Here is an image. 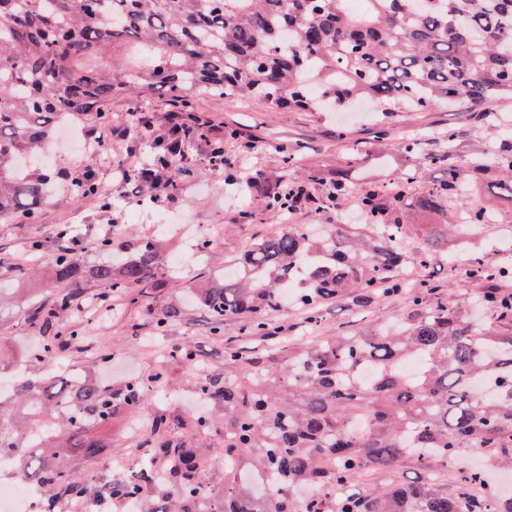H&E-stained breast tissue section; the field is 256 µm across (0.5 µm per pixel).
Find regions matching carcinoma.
I'll use <instances>...</instances> for the list:
<instances>
[{
    "mask_svg": "<svg viewBox=\"0 0 512 512\" xmlns=\"http://www.w3.org/2000/svg\"><path fill=\"white\" fill-rule=\"evenodd\" d=\"M354 16L349 0H0V220H34L55 185L51 167L22 175L17 159L40 149L60 119L106 116L112 98L126 92L172 98L218 95L261 99L277 107L322 110L370 101L378 112L423 111L443 104L484 105L512 96V0H364ZM136 44L146 60L116 74L86 69L87 57ZM370 153L353 146L314 208L326 212L349 196L364 224H334L323 237L308 224L281 225L304 184L278 187L259 175L231 181L264 199L260 221L273 225L234 261L242 274L202 287L197 304L216 334L224 320L244 319L245 336H264L267 315L281 310L289 278L299 269L306 287L299 300L307 320L320 321L323 304L352 294L404 292L414 310L385 328H362L271 354L263 363L235 346L224 348V382L198 380L200 395L224 411V445L190 448L160 438L155 452L165 469L126 471L100 494L139 501L141 512H512L484 485L486 472H459L462 491L450 495L431 477L464 448H499L512 462V331L472 317L448 292L430 298L429 285L398 278L412 264L449 261L448 232L439 224L415 252L406 249L403 217L411 210L453 211L485 229H512L504 213L470 203L465 185L496 179L488 194L512 204V148L445 167L443 178L414 193L418 173L408 169L394 185L363 186L355 162ZM81 191L112 206V194L89 176ZM121 257L84 267L72 248L57 250L51 266V302L36 317L49 336L32 355L40 364L59 339L78 330L61 322L77 308L88 283L132 304L139 285L159 277V241L115 245ZM474 295L496 317L512 323V292L497 288L512 269L470 260ZM15 398L0 400V455L15 458L13 477L36 484L43 512L55 498H84L91 473H77L63 449L93 458L103 448L91 434L117 411L133 415L159 392L158 380L120 388L62 371L52 378L28 373L13 379ZM224 456V489L207 477L213 456ZM412 459L426 475L395 480ZM372 471L393 480L390 492L371 496L355 478ZM151 486L154 499L144 498Z\"/></svg>",
    "mask_w": 512,
    "mask_h": 512,
    "instance_id": "1",
    "label": "carcinoma"
}]
</instances>
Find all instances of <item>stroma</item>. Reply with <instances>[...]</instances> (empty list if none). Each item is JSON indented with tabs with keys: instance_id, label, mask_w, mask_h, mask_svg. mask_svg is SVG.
<instances>
[{
	"instance_id": "1",
	"label": "stroma",
	"mask_w": 512,
	"mask_h": 512,
	"mask_svg": "<svg viewBox=\"0 0 512 512\" xmlns=\"http://www.w3.org/2000/svg\"><path fill=\"white\" fill-rule=\"evenodd\" d=\"M137 112L149 113L153 134L168 130L173 113H180L185 124H202L204 136L194 142L184 164L174 194L157 190L151 206L160 212L177 215L185 223L205 230L215 243L213 268L239 257L258 237L269 232V225L255 220L263 201L256 196L240 199L227 184L226 170L208 163L210 144L224 143V155L232 162L236 176L260 172L271 182L282 184L311 177L310 189L325 190L338 168L345 164L347 149L355 142L365 143L372 151L363 161L366 179L383 184L393 182L408 167H416L417 191H425L438 175L429 165L431 154L448 151L449 163L491 153L503 145L506 129L502 113H512V97L499 99L480 110L470 106L436 107L426 112H396L383 125H375L369 106L356 113L309 112L280 109L259 101L228 99L218 96L190 97L177 101L166 96L141 100L132 96L113 98L107 108V124L118 137L108 143L106 155L98 157L95 169L102 188L116 185L113 170L117 163L134 168L149 162L153 147L141 136L133 122ZM412 139L417 143L413 155L403 154L397 145ZM293 153L295 162L285 166L282 157ZM78 226L84 241L74 253L82 263L99 260L95 243L102 236L122 243L130 236L143 239L157 235L155 224L140 219L126 198L114 200L110 211L99 208L95 199L67 191L56 194L42 205L36 222L16 220L0 222V278L9 276L20 263L31 242H40L38 273L28 285L40 297L49 293L50 260L57 251L60 229ZM79 305L94 313L92 322L79 316L70 319L80 334L63 350L64 356L85 371L119 384L130 379H146L161 374V397L146 403L135 417L117 415L110 424L97 428L102 452L84 459L68 455L69 465L77 472H95L108 481L121 471L139 467L153 459L148 444L157 417L166 421L164 438L184 442L192 448H218L224 442L223 426L208 432L192 431V404L196 399L199 376L224 378V348L237 344L249 357L260 360L272 350H287L292 343H308L325 336L352 331L365 323L381 324L396 320L411 310L406 294H370L352 302L338 300L324 305L322 321L309 325L302 308L296 305L269 314L274 334L270 337L245 336L242 322L230 318L224 322L223 335H215L205 312L175 280L147 291L136 304L114 303L107 289H83ZM180 307V321L158 331L156 319L169 307ZM43 341L38 321L28 308L12 300L0 302V374L10 375L18 360L26 358ZM187 346L191 362L165 360L163 353L171 343Z\"/></svg>"
}]
</instances>
